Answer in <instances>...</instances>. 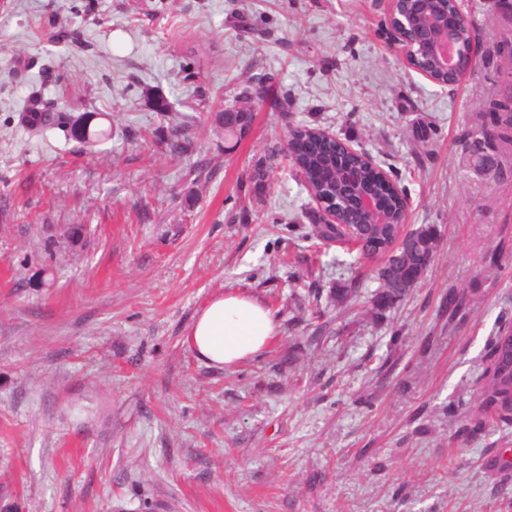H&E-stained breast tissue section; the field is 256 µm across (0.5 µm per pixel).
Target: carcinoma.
<instances>
[{"instance_id":"cac0c4a2","label":"carcinoma","mask_w":512,"mask_h":512,"mask_svg":"<svg viewBox=\"0 0 512 512\" xmlns=\"http://www.w3.org/2000/svg\"><path fill=\"white\" fill-rule=\"evenodd\" d=\"M147 104L157 113L170 112V102L160 91L147 94ZM95 114L74 115L66 106H49L38 95L28 98L27 111L22 114L21 123L31 132H43L57 129L65 137L73 138L92 148L109 138L112 128H102L93 124ZM213 123L224 130V135L232 136L242 129V114L232 108H225L213 113ZM301 135L282 147L269 150L266 164L258 165L249 173L248 181L257 186L263 183L268 173L279 164V158L293 150L303 160L306 175L312 186L319 187V194L324 198L336 195L335 180L331 171L332 156L335 154L333 144L321 139L319 127L300 126ZM351 167L358 173L359 183L374 192L389 196L391 186L380 176V172L359 161H352ZM401 204H395L394 223L361 224L360 238L363 247L358 249L361 257L368 258L377 251L381 243L387 242L392 234H400L402 224L399 222ZM343 232L339 227L326 224H314L309 237L322 242L337 240ZM434 231L431 227H421L406 234L404 239L390 252H381L380 266L377 269L378 288L372 301V312L384 314L395 305L411 298L419 287L420 280L428 268L434 251ZM490 367L486 373V382L480 394L481 407L498 416L505 424H512V325H504L493 336L487 346Z\"/></svg>"}]
</instances>
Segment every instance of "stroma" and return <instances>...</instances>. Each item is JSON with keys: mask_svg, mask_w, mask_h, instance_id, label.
Segmentation results:
<instances>
[{"mask_svg": "<svg viewBox=\"0 0 512 512\" xmlns=\"http://www.w3.org/2000/svg\"><path fill=\"white\" fill-rule=\"evenodd\" d=\"M8 3L0 512H512V424L479 400L486 344L512 322V145L493 114L512 20L496 0H467L483 55L448 86L391 50L387 0ZM251 77L265 99L225 140L209 103L241 107ZM35 91L111 137L30 134ZM302 122L371 154L409 229H435L419 288L384 315L374 262L307 239L315 204L290 163L248 182ZM177 133L195 149L173 161ZM230 290L278 334L219 369L183 336Z\"/></svg>", "mask_w": 512, "mask_h": 512, "instance_id": "stroma-1", "label": "stroma"}]
</instances>
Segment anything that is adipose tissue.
Segmentation results:
<instances>
[{
    "instance_id": "obj_1",
    "label": "adipose tissue",
    "mask_w": 512,
    "mask_h": 512,
    "mask_svg": "<svg viewBox=\"0 0 512 512\" xmlns=\"http://www.w3.org/2000/svg\"><path fill=\"white\" fill-rule=\"evenodd\" d=\"M276 333L277 321L262 301L227 291L200 308L183 342L204 363L225 368L257 356Z\"/></svg>"
}]
</instances>
